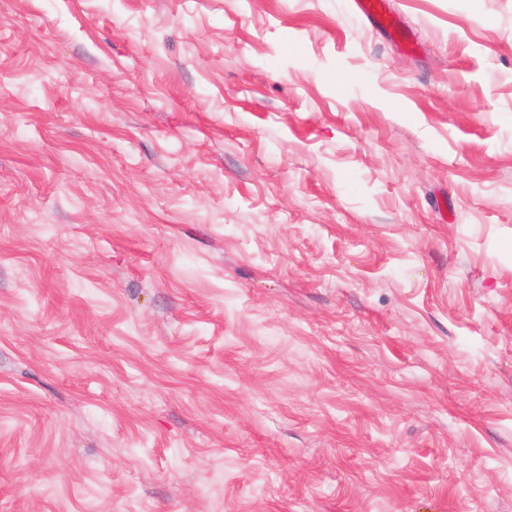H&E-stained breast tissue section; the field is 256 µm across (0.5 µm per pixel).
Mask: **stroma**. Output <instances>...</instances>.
I'll return each mask as SVG.
<instances>
[{"instance_id": "obj_1", "label": "stroma", "mask_w": 512, "mask_h": 512, "mask_svg": "<svg viewBox=\"0 0 512 512\" xmlns=\"http://www.w3.org/2000/svg\"><path fill=\"white\" fill-rule=\"evenodd\" d=\"M0 0V512H512V0ZM357 12L370 22L385 29L395 40L407 44L409 39L401 35L396 17L390 12L387 0H355Z\"/></svg>"}]
</instances>
